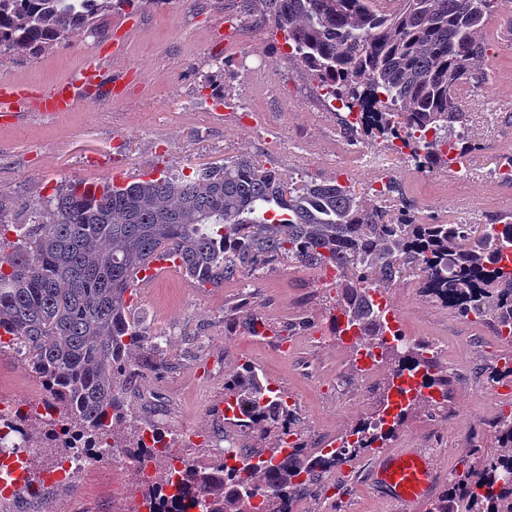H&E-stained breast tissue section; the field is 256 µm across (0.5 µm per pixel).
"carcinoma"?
<instances>
[{
	"instance_id": "cac0c4a2",
	"label": "carcinoma",
	"mask_w": 512,
	"mask_h": 512,
	"mask_svg": "<svg viewBox=\"0 0 512 512\" xmlns=\"http://www.w3.org/2000/svg\"><path fill=\"white\" fill-rule=\"evenodd\" d=\"M153 2L0 0V59L37 57L100 33L99 22L114 12ZM379 2L241 0L240 14L247 21L257 13L282 32L291 58L342 107H375L356 139L398 140L418 168L450 167L468 150L460 89L484 74L478 33L506 0H393L391 10ZM27 212L26 223L8 224L10 206L0 199V348L25 352L46 388L42 404L58 418L41 417L40 438L60 429L88 443L109 439L115 451L132 450L127 461L136 467L156 461L160 450L141 438H118L119 429L136 423L123 384L141 368L140 355L160 351V341L131 320L127 295L156 260H178L198 288L254 276L280 260L338 271L336 310L357 328L355 342L382 347L391 375L419 373L429 388L445 389L448 376L426 357L425 344L382 343L387 324L375 293L413 273L426 295L445 290L439 302L459 315L512 329L511 223L499 231L487 224H419L410 204L392 219L346 182H291L246 155L190 175L104 183L95 193L70 183ZM12 228L22 233L7 245ZM244 327L261 337L269 322L252 313ZM224 391L237 403L234 422L252 438L277 448L299 431L296 413L284 410L252 364L232 370ZM432 405L422 392L411 396L385 431L372 432L360 419L349 433L360 436L362 448L338 454L351 457L373 441L386 442L415 407ZM491 429L495 451L472 438L467 448L477 468L452 474L428 512H512V418L492 420ZM252 453L258 462L243 474L225 469L222 458L204 467L187 463L176 480L169 471L156 473L150 512H159L162 501L190 509L207 501L210 512H290L302 474L315 485L335 468L300 440L278 460L264 457L263 448Z\"/></svg>"
}]
</instances>
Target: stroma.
<instances>
[{
	"label": "stroma",
	"instance_id": "stroma-1",
	"mask_svg": "<svg viewBox=\"0 0 512 512\" xmlns=\"http://www.w3.org/2000/svg\"><path fill=\"white\" fill-rule=\"evenodd\" d=\"M235 0H165L164 4L112 13L97 35L31 57L0 61V77L49 87L74 76L90 48L102 52L103 83L124 78L123 97L84 105L52 118L37 115L0 124V198L13 218L24 207L72 180L97 184L113 172L128 181L153 173H192L196 168L247 155L284 175L324 181L356 146L333 137L334 113L323 111L316 92L289 96L280 105L283 76L311 82L310 73L289 59L283 35L266 24L251 26L245 39L228 34L224 18L236 14ZM487 49L481 87L466 106L473 148L453 169L416 170L411 159L382 147L401 193L386 202L390 215L404 203L421 224L512 222V188L497 182L512 165V2L491 14L480 32ZM211 79L204 88L203 79ZM253 106L255 123L240 121V108ZM340 295L324 271L284 261L261 270L258 279H235L196 288L179 268L161 269L138 284L131 315L150 336L166 340L164 368L128 380L125 398L138 428L159 429L175 443L155 469L165 472L172 457L211 463L228 442L247 445L239 428L226 424L224 376L251 362L268 384L296 404L303 440L314 448L323 434L345 432L366 412L364 378L351 344L336 337L331 310ZM404 336L438 339L447 353L438 364L448 377L447 419L418 410L406 421L407 438L394 437L384 451L414 444L434 466V493L462 471L470 434L488 436L492 399L512 402V384L489 379L492 367L512 348L501 344L489 323H471L426 296L416 276L390 288ZM274 327H296L293 347L275 337L247 335L246 312ZM308 327H299V319ZM44 389L16 349H0V397L41 402ZM378 454L362 453L341 463L320 485L298 500L295 512H411L376 480ZM138 476L132 464H91L47 498H0V512H138Z\"/></svg>",
	"mask_w": 512,
	"mask_h": 512
}]
</instances>
